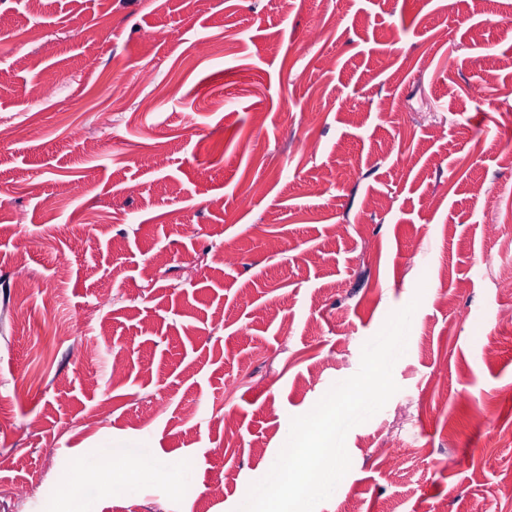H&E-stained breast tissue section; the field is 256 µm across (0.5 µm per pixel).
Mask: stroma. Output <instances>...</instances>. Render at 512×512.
Returning a JSON list of instances; mask_svg holds the SVG:
<instances>
[{
  "mask_svg": "<svg viewBox=\"0 0 512 512\" xmlns=\"http://www.w3.org/2000/svg\"><path fill=\"white\" fill-rule=\"evenodd\" d=\"M0 18V512H69L83 462L129 442L191 481L117 476L84 512H235L416 296L399 390L316 512H512V447L487 452L512 433L490 233L512 235V0Z\"/></svg>",
  "mask_w": 512,
  "mask_h": 512,
  "instance_id": "35a3bbf8",
  "label": "stroma"
}]
</instances>
